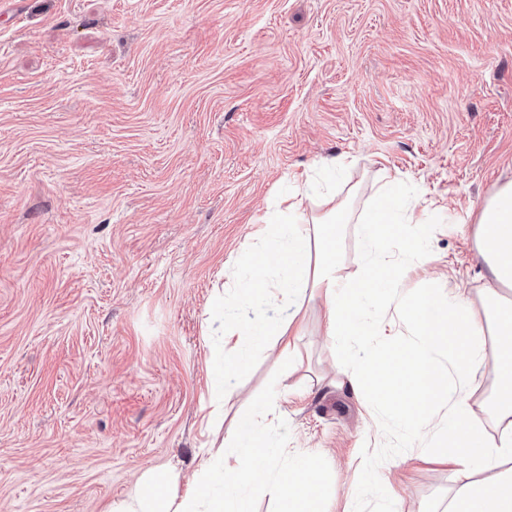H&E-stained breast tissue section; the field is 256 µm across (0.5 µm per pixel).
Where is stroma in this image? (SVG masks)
Listing matches in <instances>:
<instances>
[{
    "mask_svg": "<svg viewBox=\"0 0 512 512\" xmlns=\"http://www.w3.org/2000/svg\"><path fill=\"white\" fill-rule=\"evenodd\" d=\"M331 158L356 219L392 176L438 207L395 298L450 273L483 300L467 230L512 180V0H0V512H105L265 401L279 468L317 454L338 512H372L381 472L400 512H446L456 465L355 386L313 290L293 354L242 340L211 400L215 288ZM496 369L471 387L490 439Z\"/></svg>",
    "mask_w": 512,
    "mask_h": 512,
    "instance_id": "obj_1",
    "label": "stroma"
}]
</instances>
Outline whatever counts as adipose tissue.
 <instances>
[{"mask_svg": "<svg viewBox=\"0 0 512 512\" xmlns=\"http://www.w3.org/2000/svg\"><path fill=\"white\" fill-rule=\"evenodd\" d=\"M397 183L390 178L374 199L363 229L367 274L349 281L340 273L337 256L351 211L341 201L313 221H304L301 201L319 195L316 183L304 182L288 206L287 221L264 235L258 251L243 257L246 286L237 292L240 306L251 308L279 294L299 296L313 288L324 301L328 335L342 340L383 335L384 327L372 316L389 312V293L398 283L389 264L390 234L397 227L406 229V248L412 253L423 252L427 241L428 209L403 203ZM474 222L473 244L485 269L484 301L475 302L466 288L410 297L403 315L414 344L382 358H360L359 374L378 378L386 387L395 379L409 383L412 400L399 427L408 435L425 433L434 458L459 467L448 512H512V469H497L502 458L512 457V359L499 369L497 410L506 424L497 442H487L475 427L469 404L470 384L485 365L487 337H496L501 351L512 356V301L503 297L512 290V180L481 203ZM213 304L228 343L293 336L299 329L293 313L284 320L260 314L225 316L220 289ZM224 442L233 455L203 461L193 482L182 487L168 473H148L129 499L112 502L106 512H250L243 488L258 480L272 483L282 499L281 512H328L311 455L279 471L280 450L273 434L250 416L229 429ZM478 469L485 471V478H475Z\"/></svg>", "mask_w": 512, "mask_h": 512, "instance_id": "1", "label": "adipose tissue"}]
</instances>
